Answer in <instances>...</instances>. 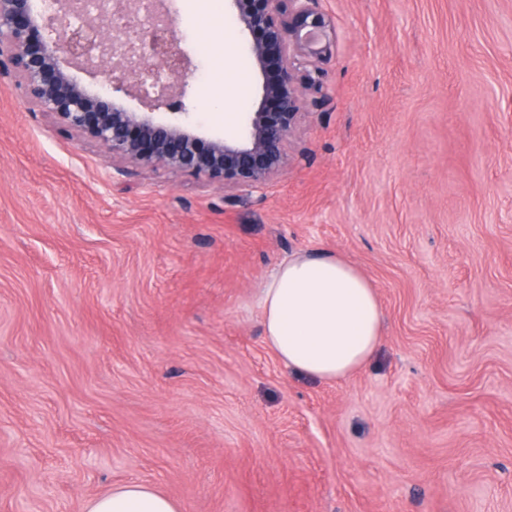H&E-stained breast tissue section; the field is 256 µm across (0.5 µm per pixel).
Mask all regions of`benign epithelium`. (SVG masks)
I'll list each match as a JSON object with an SVG mask.
<instances>
[{"label": "benign epithelium", "mask_w": 512, "mask_h": 512, "mask_svg": "<svg viewBox=\"0 0 512 512\" xmlns=\"http://www.w3.org/2000/svg\"><path fill=\"white\" fill-rule=\"evenodd\" d=\"M238 25L261 29L248 51L260 71L278 51L274 83L264 82L239 131L204 140L195 119L187 54L165 0H0V77L13 81L39 112L90 138L122 173L170 172L246 196L263 190L291 160V137L304 111L329 102L325 65L336 53V23L324 0H231ZM112 72L92 92L64 69ZM144 106L131 112L122 98Z\"/></svg>", "instance_id": "7a95c632"}]
</instances>
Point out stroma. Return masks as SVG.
Returning <instances> with one entry per match:
<instances>
[{"mask_svg":"<svg viewBox=\"0 0 512 512\" xmlns=\"http://www.w3.org/2000/svg\"><path fill=\"white\" fill-rule=\"evenodd\" d=\"M332 98L262 200L133 169L0 80V512L138 480L181 512H512V0H325ZM197 119L247 71L228 0H176ZM219 10L224 26L198 16ZM226 46L223 71L212 61ZM341 254L384 324L347 380L289 371L256 297Z\"/></svg>","mask_w":512,"mask_h":512,"instance_id":"obj_1","label":"stroma"}]
</instances>
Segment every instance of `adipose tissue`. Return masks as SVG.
<instances>
[{"label":"adipose tissue","mask_w":512,"mask_h":512,"mask_svg":"<svg viewBox=\"0 0 512 512\" xmlns=\"http://www.w3.org/2000/svg\"><path fill=\"white\" fill-rule=\"evenodd\" d=\"M266 344L289 369L340 381L364 368L382 336V308L370 280L344 257L297 252L278 264L257 295ZM86 512H178L176 502L132 481L91 499Z\"/></svg>","instance_id":"obj_1"}]
</instances>
